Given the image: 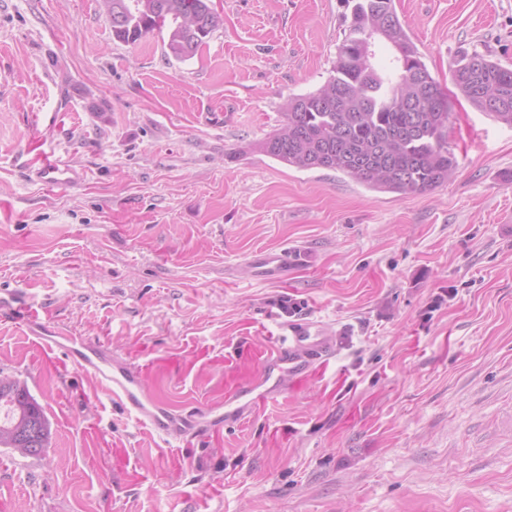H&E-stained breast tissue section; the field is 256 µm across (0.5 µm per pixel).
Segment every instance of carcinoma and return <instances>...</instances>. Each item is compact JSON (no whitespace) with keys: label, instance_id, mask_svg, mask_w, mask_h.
<instances>
[{"label":"carcinoma","instance_id":"1","mask_svg":"<svg viewBox=\"0 0 512 512\" xmlns=\"http://www.w3.org/2000/svg\"><path fill=\"white\" fill-rule=\"evenodd\" d=\"M345 3L351 12L327 81L288 98L285 125L259 149L290 167L334 170L372 189L427 192L457 166L448 145V93L422 61L394 0ZM112 12L122 17L112 26L115 38L134 44L164 31L165 53L176 60L194 57L223 25L207 0H112ZM368 33L393 47L398 62L392 72L371 64ZM451 79L472 107L512 125V68L464 53ZM49 438L50 423L36 398L17 393L13 376L0 374V448L39 456Z\"/></svg>","mask_w":512,"mask_h":512}]
</instances>
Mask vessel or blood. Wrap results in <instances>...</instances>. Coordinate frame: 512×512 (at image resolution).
<instances>
[{"label":"vessel or blood","instance_id":"obj_1","mask_svg":"<svg viewBox=\"0 0 512 512\" xmlns=\"http://www.w3.org/2000/svg\"><path fill=\"white\" fill-rule=\"evenodd\" d=\"M34 172L46 186L62 185L73 178L72 169L47 156L41 157ZM296 260V253L285 248L257 253L252 264L258 278L280 281L287 277L289 267ZM8 316L25 328L44 354L63 356L77 370L95 379L102 391L120 403L137 423L148 427L167 443L188 442L219 431L227 422L244 420L256 401L279 393L286 376L324 370L336 345L332 328L321 322L288 323L287 344L265 353L260 377L235 383L223 406L196 404L176 408L150 397L145 387V369L115 355L104 342L49 328L40 312L29 306L10 309Z\"/></svg>","mask_w":512,"mask_h":512}]
</instances>
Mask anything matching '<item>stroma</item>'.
<instances>
[{
    "label": "stroma",
    "mask_w": 512,
    "mask_h": 512,
    "mask_svg": "<svg viewBox=\"0 0 512 512\" xmlns=\"http://www.w3.org/2000/svg\"><path fill=\"white\" fill-rule=\"evenodd\" d=\"M192 58L117 40L99 0H0V297L148 367L174 406L261 373L293 306L337 331L324 376L203 442L167 444L0 318V371L51 424L0 448V512H512V125L451 102L454 176L423 194L258 145L319 88L343 0H211ZM432 76L512 68V0H394ZM74 113L69 135L36 114ZM75 169L36 180L29 146ZM306 260L256 278L254 252Z\"/></svg>",
    "instance_id": "stroma-1"
}]
</instances>
